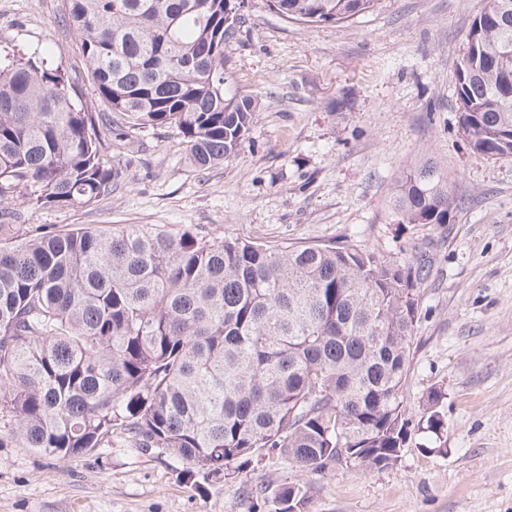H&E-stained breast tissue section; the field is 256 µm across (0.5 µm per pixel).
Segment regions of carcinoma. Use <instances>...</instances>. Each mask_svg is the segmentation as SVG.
<instances>
[{"instance_id":"obj_1","label":"carcinoma","mask_w":512,"mask_h":512,"mask_svg":"<svg viewBox=\"0 0 512 512\" xmlns=\"http://www.w3.org/2000/svg\"><path fill=\"white\" fill-rule=\"evenodd\" d=\"M225 0H67L97 96L83 99L43 50L0 55V215L88 206L122 178L112 142L176 127L198 167L248 139L257 103L224 94ZM310 26L377 0H266ZM457 70L474 154L512 157V0H486ZM113 115L108 124L102 115ZM398 224H446L453 199L427 161L390 199ZM406 267L368 249L198 237L147 224L57 231L0 224V446L63 461L112 447L163 448L188 474L237 478L266 455L323 473L342 454L398 464L403 387L419 318ZM444 392L420 422L438 436ZM283 484L271 512H306Z\"/></svg>"}]
</instances>
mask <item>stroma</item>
<instances>
[{
    "instance_id": "obj_1",
    "label": "stroma",
    "mask_w": 512,
    "mask_h": 512,
    "mask_svg": "<svg viewBox=\"0 0 512 512\" xmlns=\"http://www.w3.org/2000/svg\"><path fill=\"white\" fill-rule=\"evenodd\" d=\"M485 0H378L344 24L311 27L249 0L224 50L226 94L259 110L243 147L198 168L182 135L146 127L113 149L124 179L88 207L23 209L18 224H155L263 244L426 258L421 316L403 389L412 421L400 462L322 474L266 457L243 479L204 473L159 448L112 440L66 461L0 447V512H251L248 491L307 484L309 512H512V158L472 153L460 130L456 67ZM66 0H0V50L51 43L85 96L86 62ZM436 161L456 200L449 223L391 221L403 171ZM443 388L447 453L417 422Z\"/></svg>"
}]
</instances>
